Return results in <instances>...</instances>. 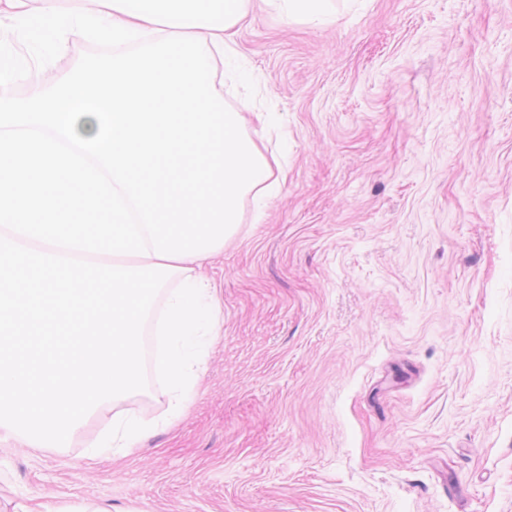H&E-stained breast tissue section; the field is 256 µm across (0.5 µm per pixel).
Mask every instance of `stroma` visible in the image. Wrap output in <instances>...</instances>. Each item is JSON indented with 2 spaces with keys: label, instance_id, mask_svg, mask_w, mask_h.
Masks as SVG:
<instances>
[{
  "label": "stroma",
  "instance_id": "obj_1",
  "mask_svg": "<svg viewBox=\"0 0 512 512\" xmlns=\"http://www.w3.org/2000/svg\"><path fill=\"white\" fill-rule=\"evenodd\" d=\"M330 7L238 26L256 97L224 102L287 177L201 270L181 414L151 366L122 453L108 404L0 439V512H512V0ZM144 433L143 425L136 419L124 414L113 417L112 432L103 441L101 448H112L117 453L120 448H131L133 443Z\"/></svg>",
  "mask_w": 512,
  "mask_h": 512
}]
</instances>
